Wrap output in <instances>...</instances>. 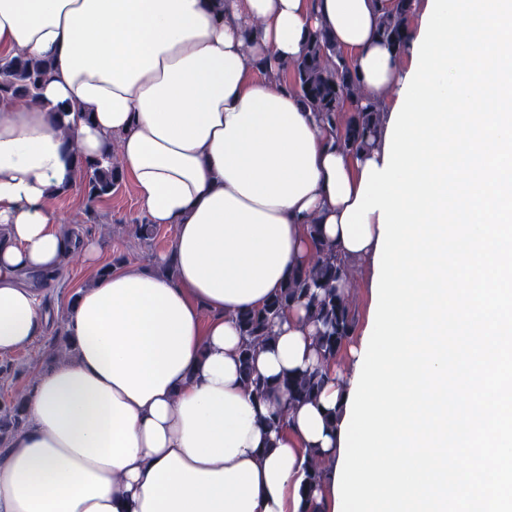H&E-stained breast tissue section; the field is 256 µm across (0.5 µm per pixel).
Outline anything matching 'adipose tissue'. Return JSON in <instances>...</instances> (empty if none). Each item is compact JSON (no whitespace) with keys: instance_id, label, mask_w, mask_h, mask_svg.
Masks as SVG:
<instances>
[{"instance_id":"adipose-tissue-1","label":"adipose tissue","mask_w":512,"mask_h":512,"mask_svg":"<svg viewBox=\"0 0 512 512\" xmlns=\"http://www.w3.org/2000/svg\"><path fill=\"white\" fill-rule=\"evenodd\" d=\"M388 3L0 0V59L53 64L40 103L0 98V354L47 326L28 277L61 273L73 249L51 195L75 183L77 156L117 140L148 222L175 231L167 253L94 277L66 313L76 356L38 375L25 430L0 448V512H304L312 456L329 463L320 494L334 512L353 374L270 432L243 387L236 317L312 261L309 223L346 265L374 266L378 213L356 251L341 220L385 138L355 155L331 146L275 76L332 33L389 123L412 55L377 36ZM318 328L288 310L257 371L316 363Z\"/></svg>"}]
</instances>
